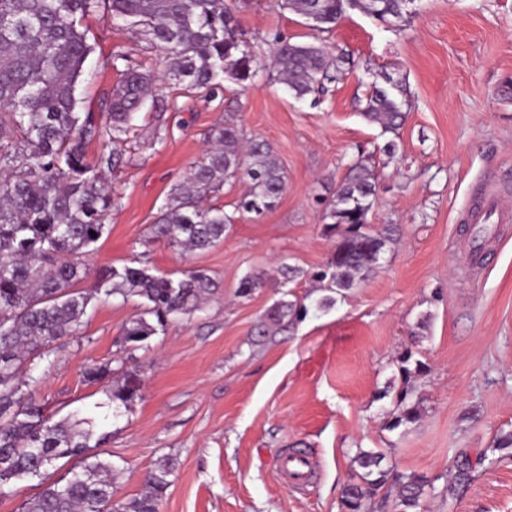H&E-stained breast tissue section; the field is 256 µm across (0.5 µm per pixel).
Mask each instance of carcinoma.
<instances>
[{
  "label": "carcinoma",
  "instance_id": "carcinoma-1",
  "mask_svg": "<svg viewBox=\"0 0 512 512\" xmlns=\"http://www.w3.org/2000/svg\"><path fill=\"white\" fill-rule=\"evenodd\" d=\"M275 3L324 33L348 7L383 22H405L413 0ZM103 4L110 20L139 28L150 47L162 51L165 70L157 76L120 69L117 61L125 56L115 55L112 68L119 80L105 111L96 115L76 111V89L90 53L82 21ZM265 42L273 51L270 77L296 99L323 89L333 79L331 72L342 74L350 63L345 53L331 59L323 48L294 43L278 31L268 33ZM258 71L257 55L226 0H0V495L17 482L43 478L63 459H79L67 476L27 500L22 512H159L173 464L162 460L146 475L139 495L114 500V466L90 453L93 421L54 419L37 395V381L25 377L22 368L79 334L92 299L76 290L83 257L96 249L105 217L121 199L102 172L126 164L144 101L151 100L161 114L168 105L161 87L166 81L210 96L225 80L250 88ZM406 97L403 79L385 76L383 83L371 84L363 116L396 135L406 120ZM210 142L203 160L171 187L151 227L153 239L181 253L204 252L224 240L233 217L204 200L225 182L248 179L240 207L257 215L275 208L285 190L283 169L267 142L245 139L231 121L215 125ZM93 144L98 151L91 159ZM376 182L371 158L359 157L324 209L323 221L336 235V246L319 279L338 292L367 280L394 241L389 230L368 228ZM216 288L199 269L174 279L146 266H106L97 291L144 300L145 316L126 325L122 336L125 347L137 350L175 320L201 310ZM299 313L296 302H282L269 320L279 323ZM111 374L108 366L94 363L83 378L101 383ZM143 384L141 370L128 369L108 385L109 399L127 410L141 397ZM395 407L391 430L419 416L408 389L397 394ZM353 464L343 495L345 512H365L366 502L387 485L396 486V512H418L434 492L425 477L394 471L379 450H359ZM456 469L459 484L470 483L475 465L467 454H458Z\"/></svg>",
  "mask_w": 512,
  "mask_h": 512
}]
</instances>
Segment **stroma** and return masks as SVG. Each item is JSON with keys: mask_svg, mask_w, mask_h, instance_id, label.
<instances>
[{"mask_svg": "<svg viewBox=\"0 0 512 512\" xmlns=\"http://www.w3.org/2000/svg\"><path fill=\"white\" fill-rule=\"evenodd\" d=\"M258 58L256 84L225 83L216 97L167 91L163 138L144 107L126 164L111 177L121 200L107 231L85 256L81 290L92 307L76 338L58 345L29 373L56 417L93 419L103 439L100 460L118 466L115 496L139 494L146 472L172 458L160 512H343L342 492L357 449L383 451L398 472L430 480L421 512H512V451L497 437L512 432V223L485 239L462 232L486 187L512 208V0H414L409 23L395 26L347 10L316 34L272 0H236ZM92 47L76 91L77 109L101 112L117 75L110 62L160 71L162 55L102 13L83 22ZM298 43L347 54L353 67L323 95L294 99L269 80V30ZM405 78L407 113L396 139L361 115L381 73ZM230 120L246 137L266 140L279 158L286 190L263 215L239 211L248 190L239 180L213 194L235 220L216 247L182 254L153 240L151 226L171 186L204 156L211 128ZM395 141L394 154L383 151ZM371 159L379 202L373 229L394 225L395 242L360 286L320 307L326 294L313 275L335 240L323 210L358 155ZM142 261L155 274L205 270L218 284L203 311L181 318L133 352L120 346L139 298L95 295L98 271ZM298 274L283 290L269 287L282 266ZM264 284L239 296L243 276ZM307 312L258 335L278 300ZM422 362L403 379L404 353ZM142 371V396L112 412L104 384L83 380L90 363ZM414 389L420 414L389 424L402 384ZM312 462L306 486L294 489L276 467L290 449ZM484 455L468 486L455 479L459 452Z\"/></svg>", "mask_w": 512, "mask_h": 512, "instance_id": "obj_1", "label": "stroma"}]
</instances>
